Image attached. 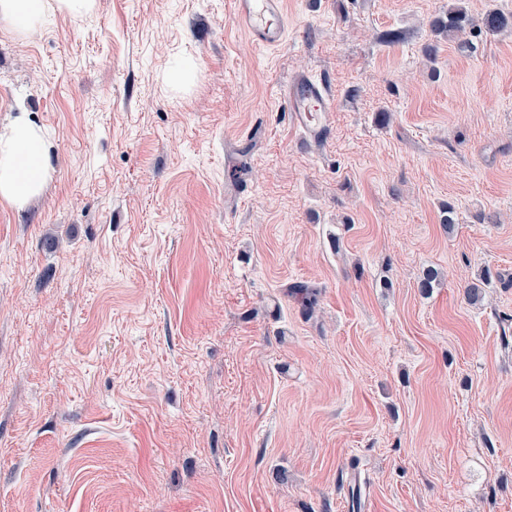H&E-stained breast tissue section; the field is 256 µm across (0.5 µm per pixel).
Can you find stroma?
Listing matches in <instances>:
<instances>
[{
	"mask_svg": "<svg viewBox=\"0 0 512 512\" xmlns=\"http://www.w3.org/2000/svg\"><path fill=\"white\" fill-rule=\"evenodd\" d=\"M285 3L273 48L230 0L0 19V126L51 132L0 204V512H512V29L431 63L448 0ZM282 98L292 124L303 131L307 139L317 143L327 134L335 112L334 98L322 79L301 75L291 81ZM50 138L25 110L0 133V202L22 207L45 189Z\"/></svg>",
	"mask_w": 512,
	"mask_h": 512,
	"instance_id": "1",
	"label": "stroma"
}]
</instances>
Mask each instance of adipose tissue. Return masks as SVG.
<instances>
[{
	"label": "adipose tissue",
	"mask_w": 512,
	"mask_h": 512,
	"mask_svg": "<svg viewBox=\"0 0 512 512\" xmlns=\"http://www.w3.org/2000/svg\"><path fill=\"white\" fill-rule=\"evenodd\" d=\"M73 16L91 14L95 0H0V18L25 35L42 24L50 5ZM50 138L47 131L19 111L0 132V202L20 207L39 196L48 177Z\"/></svg>",
	"instance_id": "1"
}]
</instances>
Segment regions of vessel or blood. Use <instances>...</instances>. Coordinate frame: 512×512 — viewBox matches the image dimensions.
Returning <instances> with one entry per match:
<instances>
[{"instance_id":"obj_1","label":"vessel or blood","mask_w":512,"mask_h":512,"mask_svg":"<svg viewBox=\"0 0 512 512\" xmlns=\"http://www.w3.org/2000/svg\"><path fill=\"white\" fill-rule=\"evenodd\" d=\"M232 16L260 48L278 46L285 35L284 0H233ZM292 124L307 139L318 142L327 134L335 110L323 80L302 75L282 93Z\"/></svg>"}]
</instances>
